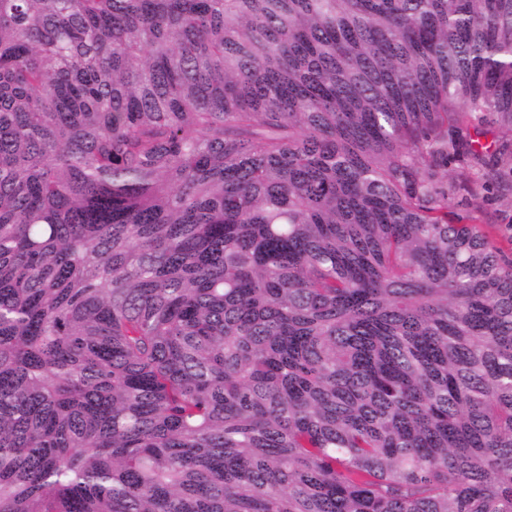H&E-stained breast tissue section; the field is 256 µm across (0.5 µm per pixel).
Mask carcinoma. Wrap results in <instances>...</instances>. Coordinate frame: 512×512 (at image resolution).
I'll use <instances>...</instances> for the list:
<instances>
[{
  "mask_svg": "<svg viewBox=\"0 0 512 512\" xmlns=\"http://www.w3.org/2000/svg\"><path fill=\"white\" fill-rule=\"evenodd\" d=\"M512 0H0V512H512ZM486 195L489 197L491 196L485 191H481L480 195L474 199V197H472L467 191L462 190L460 193V198H463L464 203H467V201L471 203H478L482 210L480 213H478L481 217L482 225H484V227L493 225L492 231L494 238L501 242L504 240V237L501 236L502 233L499 231V228L505 229L506 224H512V209L501 206L500 203L495 199H486Z\"/></svg>",
  "mask_w": 512,
  "mask_h": 512,
  "instance_id": "1",
  "label": "carcinoma"
}]
</instances>
